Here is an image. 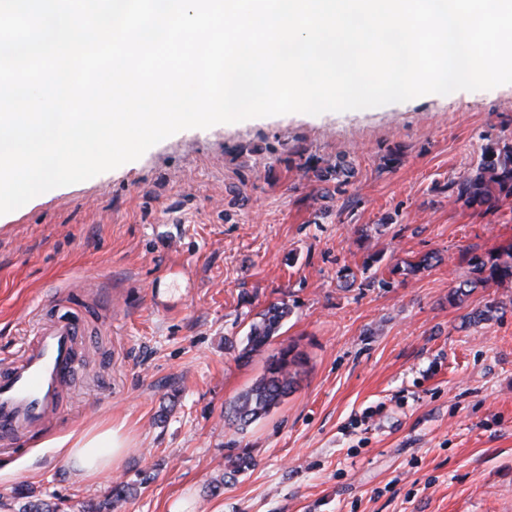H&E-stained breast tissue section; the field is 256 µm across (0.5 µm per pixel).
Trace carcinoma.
Here are the masks:
<instances>
[{
    "mask_svg": "<svg viewBox=\"0 0 512 512\" xmlns=\"http://www.w3.org/2000/svg\"><path fill=\"white\" fill-rule=\"evenodd\" d=\"M297 155L305 158L301 163V169L305 174L312 175L320 182L336 181L338 192L346 184V181L341 179L346 170L341 166L323 167L320 160L312 155L306 157L302 151L297 152ZM449 189L456 200L488 210L495 209L503 200L512 198V145H487L475 175L451 183ZM433 260L435 256L426 254L416 262L405 263L403 267L398 264L393 266L391 273H415L431 267ZM467 265L468 274L465 279L459 281L450 295L454 302L463 301V298L469 296L479 286L511 284L512 246L487 256L472 254L467 259ZM289 314L290 308L283 302L269 305L260 313L258 319L249 325L238 359L247 360L253 353L269 345ZM297 365L299 359L293 355V348L281 349L269 362L263 376L230 405L226 411V419L243 429L269 412L294 390L297 384ZM134 491L132 484L125 481L117 482L112 485L107 497L88 506V512H112L113 503L130 497ZM15 499L17 512H59L57 503L26 493H17Z\"/></svg>",
    "mask_w": 512,
    "mask_h": 512,
    "instance_id": "carcinoma-1",
    "label": "carcinoma"
}]
</instances>
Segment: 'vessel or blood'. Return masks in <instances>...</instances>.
Listing matches in <instances>:
<instances>
[{
	"label": "vessel or blood",
	"mask_w": 512,
	"mask_h": 512,
	"mask_svg": "<svg viewBox=\"0 0 512 512\" xmlns=\"http://www.w3.org/2000/svg\"><path fill=\"white\" fill-rule=\"evenodd\" d=\"M86 329L73 311L48 310L18 362L0 370V443L43 429L63 399Z\"/></svg>",
	"instance_id": "vessel-or-blood-1"
}]
</instances>
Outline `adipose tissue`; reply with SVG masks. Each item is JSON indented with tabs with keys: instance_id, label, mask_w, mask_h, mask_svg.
I'll return each instance as SVG.
<instances>
[{
	"instance_id": "ef3b65f1",
	"label": "adipose tissue",
	"mask_w": 512,
	"mask_h": 512,
	"mask_svg": "<svg viewBox=\"0 0 512 512\" xmlns=\"http://www.w3.org/2000/svg\"><path fill=\"white\" fill-rule=\"evenodd\" d=\"M128 443L124 423H100L61 439L57 448L68 465L94 480L118 464Z\"/></svg>"
}]
</instances>
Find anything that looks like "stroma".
Listing matches in <instances>:
<instances>
[{"label": "stroma", "mask_w": 512, "mask_h": 512, "mask_svg": "<svg viewBox=\"0 0 512 512\" xmlns=\"http://www.w3.org/2000/svg\"><path fill=\"white\" fill-rule=\"evenodd\" d=\"M491 142L512 143L511 86L182 130L0 215V369L42 304L76 288L95 310L54 418L0 445V512L18 488L81 512L117 479L137 491L113 512H512V285L449 300L470 254L512 244V198L488 211L448 192ZM300 149L349 163L344 192L305 176ZM280 301L278 335L239 360ZM491 301L497 319L465 324ZM291 344L295 390L229 423ZM101 421L130 443L89 480L54 443ZM290 312L288 305L282 302L270 304L260 313L258 319L249 325L244 345L238 354L239 360H248L253 353L269 345Z\"/></svg>", "instance_id": "35a3bbf8"}]
</instances>
